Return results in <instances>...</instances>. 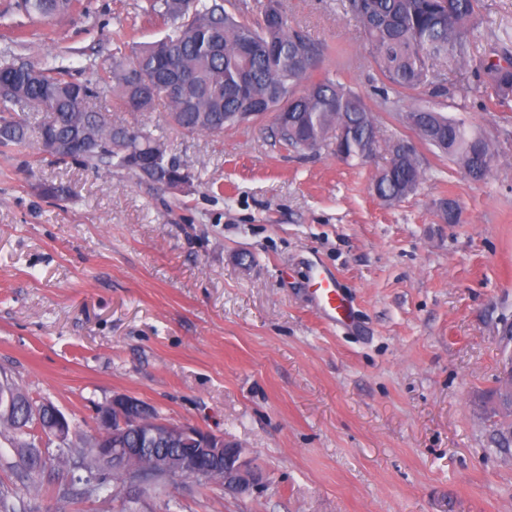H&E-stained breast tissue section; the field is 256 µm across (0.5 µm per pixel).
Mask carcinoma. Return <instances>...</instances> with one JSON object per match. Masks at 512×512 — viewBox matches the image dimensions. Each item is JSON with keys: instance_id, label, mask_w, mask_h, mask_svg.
Wrapping results in <instances>:
<instances>
[{"instance_id": "1", "label": "carcinoma", "mask_w": 512, "mask_h": 512, "mask_svg": "<svg viewBox=\"0 0 512 512\" xmlns=\"http://www.w3.org/2000/svg\"><path fill=\"white\" fill-rule=\"evenodd\" d=\"M250 15L247 0H150L148 16L172 22L158 42L133 47L135 65L112 63L95 80L75 79L62 67L40 69L5 51L0 54V148L59 142L48 155L59 161L112 173L126 169L162 186L189 178L166 159L161 139L139 127L112 124L111 115L91 110V98H116L132 112L167 108V120L187 134H220L273 117L275 138L299 149L308 142L338 147L350 161H366L381 147L375 116L362 96L339 80L324 78L301 87L325 54L326 46L288 24L280 0ZM30 18L47 20L74 7V0H22ZM345 12L360 26L370 62L382 87L381 100L401 114L421 140L448 157L471 179L480 181L496 161L494 143L463 120L440 112L436 104L401 105L405 91L433 86L436 97L455 91L439 82L451 62L465 70L471 61L478 24V0H345ZM476 73L497 89L500 103L512 95V56L493 51ZM185 81L183 96L169 86ZM394 96H389V93ZM44 111L38 123L16 107ZM390 161L372 183L386 205L416 193L423 171L416 153L387 144ZM26 412L8 423L14 434H30L34 404L22 393Z\"/></svg>"}]
</instances>
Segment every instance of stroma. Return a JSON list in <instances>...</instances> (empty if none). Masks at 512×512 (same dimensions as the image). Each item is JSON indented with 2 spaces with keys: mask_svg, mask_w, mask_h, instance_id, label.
Segmentation results:
<instances>
[{
  "mask_svg": "<svg viewBox=\"0 0 512 512\" xmlns=\"http://www.w3.org/2000/svg\"><path fill=\"white\" fill-rule=\"evenodd\" d=\"M0 0V51L78 71L111 58L118 34L160 39L146 0H82L27 20ZM292 23L332 47L313 79L347 83L372 108L382 150L346 161L325 146L285 148L271 119L189 135L165 108L99 101L116 125L160 136L189 173L163 188L124 170L99 175L0 148V376L70 419L68 445L41 440L30 472L0 425V489L26 512H512V447L497 441L494 391L512 352V101L445 67L448 116L494 142L485 180L432 153L398 113L379 108L378 74L343 0H281ZM474 55L512 52V0H480ZM400 139L424 171L391 206L372 191ZM65 185L56 199L48 186ZM455 200L459 220L437 205ZM355 310L322 313L317 270ZM130 395L166 421L241 444L263 486L246 496L175 479L121 498L58 494L93 483L74 450L97 410Z\"/></svg>",
  "mask_w": 512,
  "mask_h": 512,
  "instance_id": "35a3bbf8",
  "label": "stroma"
}]
</instances>
